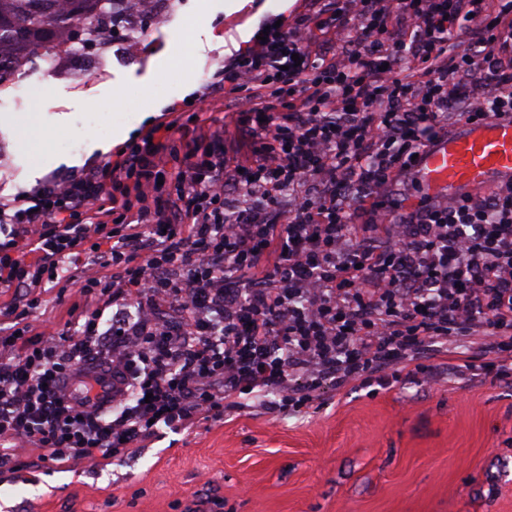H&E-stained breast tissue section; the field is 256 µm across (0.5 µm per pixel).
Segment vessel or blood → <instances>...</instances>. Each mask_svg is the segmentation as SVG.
I'll use <instances>...</instances> for the list:
<instances>
[{
  "label": "vessel or blood",
  "mask_w": 512,
  "mask_h": 512,
  "mask_svg": "<svg viewBox=\"0 0 512 512\" xmlns=\"http://www.w3.org/2000/svg\"><path fill=\"white\" fill-rule=\"evenodd\" d=\"M415 172L428 197L439 199L512 181V120L457 126L423 150Z\"/></svg>",
  "instance_id": "obj_1"
}]
</instances>
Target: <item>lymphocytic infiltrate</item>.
<instances>
[{
  "mask_svg": "<svg viewBox=\"0 0 512 512\" xmlns=\"http://www.w3.org/2000/svg\"><path fill=\"white\" fill-rule=\"evenodd\" d=\"M361 35L323 54L347 23ZM230 127L192 129L170 190L160 137L121 162L0 201V468L115 457L161 429L223 421L244 390L275 409L337 387L457 371L512 387V181L398 210L384 190L451 126L512 118V0H325L225 67ZM63 326L28 321L51 280ZM111 377L76 401L71 380Z\"/></svg>",
  "mask_w": 512,
  "mask_h": 512,
  "instance_id": "1",
  "label": "lymphocytic infiltrate"
}]
</instances>
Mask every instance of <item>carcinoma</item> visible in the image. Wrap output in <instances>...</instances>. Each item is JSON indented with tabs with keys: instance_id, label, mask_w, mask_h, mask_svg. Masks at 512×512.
<instances>
[{
	"instance_id": "1",
	"label": "carcinoma",
	"mask_w": 512,
	"mask_h": 512,
	"mask_svg": "<svg viewBox=\"0 0 512 512\" xmlns=\"http://www.w3.org/2000/svg\"><path fill=\"white\" fill-rule=\"evenodd\" d=\"M73 13L87 20L83 27L85 43L97 44L92 20L101 14L112 19L127 10L125 0H73ZM73 19L57 11L56 0H0V78L7 67L6 57L14 59L28 52L51 47L63 49L72 39Z\"/></svg>"
}]
</instances>
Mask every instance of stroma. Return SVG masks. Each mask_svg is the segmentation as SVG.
Returning a JSON list of instances; mask_svg holds the SVG:
<instances>
[{
    "label": "stroma",
    "mask_w": 512,
    "mask_h": 512,
    "mask_svg": "<svg viewBox=\"0 0 512 512\" xmlns=\"http://www.w3.org/2000/svg\"><path fill=\"white\" fill-rule=\"evenodd\" d=\"M161 0L152 37L128 45L115 27L77 71L69 53L51 74L32 78L22 101L0 112V198H18L58 179L116 162L170 112L208 106L215 77L247 50L248 38L277 21L318 10V0ZM189 52L186 71L161 72ZM120 106H113L115 94ZM35 115L34 149L18 144L16 121ZM128 130L127 141L116 134ZM76 286L47 284L29 321L61 324ZM221 422L161 430L143 447L101 461L35 467L38 449L19 445L14 470L0 473V512H512V387L488 377L417 375L371 396L323 385L317 406L272 413L243 396Z\"/></svg>",
    "instance_id": "obj_1"
}]
</instances>
